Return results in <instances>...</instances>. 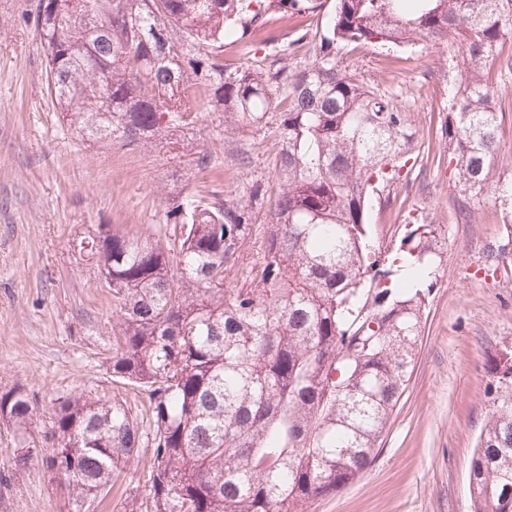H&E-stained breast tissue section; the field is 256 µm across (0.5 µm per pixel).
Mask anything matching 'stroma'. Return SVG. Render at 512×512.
Here are the masks:
<instances>
[{
    "instance_id": "stroma-1",
    "label": "stroma",
    "mask_w": 512,
    "mask_h": 512,
    "mask_svg": "<svg viewBox=\"0 0 512 512\" xmlns=\"http://www.w3.org/2000/svg\"><path fill=\"white\" fill-rule=\"evenodd\" d=\"M37 0H0V393L21 387L51 416L57 398L90 392L126 400L146 417L145 393L108 368L112 356V294L79 243L96 225L134 232L162 223L169 203L187 194L246 195L273 179L280 148L276 130L224 141L221 113L209 95L192 106L198 118L184 139L189 150L215 157L200 171L188 157L162 147L102 151L63 123L56 111L37 25ZM331 0L298 19H282L275 35L306 64L313 50L298 41L316 31ZM464 50L445 40L424 47H341L356 79L399 106L418 133L422 171L400 172L381 189L371 213L377 248H395L418 220L435 229V275L421 289L427 316L414 371L390 413L375 458L355 483L318 500L314 512H471L468 469L488 413L495 379L487 357L512 345V202L475 199L455 186L451 149L440 127L457 76L429 72L461 61ZM486 70L502 112L495 177L512 185V70ZM247 152L249 167L237 161ZM476 214L458 220L460 206ZM152 447H141L96 512H124L145 497ZM67 502L41 470L17 474L0 512H68Z\"/></svg>"
}]
</instances>
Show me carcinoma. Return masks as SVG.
Wrapping results in <instances>:
<instances>
[{
    "label": "carcinoma",
    "instance_id": "carcinoma-1",
    "mask_svg": "<svg viewBox=\"0 0 512 512\" xmlns=\"http://www.w3.org/2000/svg\"><path fill=\"white\" fill-rule=\"evenodd\" d=\"M38 0L49 87L62 119L110 149L166 143L221 107L224 142L276 121L272 187L192 195L148 234L99 224L87 256L112 277L109 370L147 393L154 463L130 512H310L357 481L414 368L424 319L404 263L434 265L435 229L415 223L394 256L372 240V195L411 160L417 132L336 56L341 44L462 43L466 76L441 136L460 189L494 180L501 113L483 64L512 36V0H335L312 60L283 47L233 70L224 46L313 0ZM269 206L271 220L257 223ZM256 258L249 257L250 244ZM490 411L471 458L472 512H512V346L490 355ZM15 472L39 469L77 507L138 457V416L90 392L40 419L21 388L0 394Z\"/></svg>",
    "mask_w": 512,
    "mask_h": 512
}]
</instances>
